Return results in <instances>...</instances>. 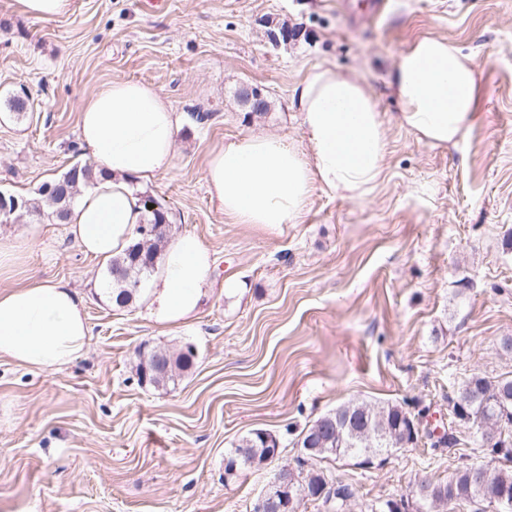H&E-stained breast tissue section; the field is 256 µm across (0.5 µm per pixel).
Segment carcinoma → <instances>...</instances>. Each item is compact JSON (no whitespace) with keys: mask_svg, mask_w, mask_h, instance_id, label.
I'll return each instance as SVG.
<instances>
[{"mask_svg":"<svg viewBox=\"0 0 512 512\" xmlns=\"http://www.w3.org/2000/svg\"><path fill=\"white\" fill-rule=\"evenodd\" d=\"M95 179V169L87 164H75L57 178L55 184L64 183L70 189V195L76 196L80 189ZM42 205L48 217L61 221L60 210L65 202L60 197L38 190ZM150 225H163L157 233L140 234L120 255L114 257L105 270L106 290L116 293L115 306L125 308L133 303L140 291L130 287L124 277L114 273L142 265L162 254L168 227L167 212L164 208L149 213ZM170 353L166 348L156 347L148 353L147 372L139 374V379L147 381L156 389H167L176 385L177 377L167 375L154 366V358ZM455 419L462 421L473 430L474 438L480 443L488 461L484 464H463L445 481H433L429 478L415 482L416 512H430L434 501L447 503L482 502L492 504L497 512H512V433L492 439L485 435L481 426L490 421L508 420L512 423V376L489 378L482 374H473L465 379L454 396L449 398ZM408 411L402 406L368 401H352L336 407L335 410L317 418L299 434L298 442L303 444L313 438L315 444L324 448L318 460L305 468L298 462L297 471L310 476L309 485H319L327 473L317 466V461L350 456L370 457L383 451L402 447ZM368 427L373 435L369 440L360 436V431ZM268 457L266 442L261 430L256 429L242 437L234 449L229 452L228 466H236V471L258 469Z\"/></svg>","mask_w":512,"mask_h":512,"instance_id":"cac0c4a2","label":"carcinoma"}]
</instances>
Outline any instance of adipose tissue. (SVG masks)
Returning <instances> with one entry per match:
<instances>
[{
  "label": "adipose tissue",
  "mask_w": 512,
  "mask_h": 512,
  "mask_svg": "<svg viewBox=\"0 0 512 512\" xmlns=\"http://www.w3.org/2000/svg\"><path fill=\"white\" fill-rule=\"evenodd\" d=\"M401 105L396 121L434 146L455 144L478 118L474 63L448 40L424 37L403 51L389 75ZM307 149L287 137L251 133L213 149L204 168L211 202L238 224L274 229L298 224L314 187L350 201L377 189L387 152L384 122L367 85L352 73L317 66L293 89ZM181 117L152 86L115 81L84 100L79 137L98 180L75 199L67 231L82 250L106 262L136 238L148 217L137 184L169 172ZM214 257L196 235L164 250L148 313L176 324L199 308ZM78 292L63 280H34L0 291V359L53 371L91 345Z\"/></svg>",
  "instance_id": "adipose-tissue-1"
}]
</instances>
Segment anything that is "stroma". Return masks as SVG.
Instances as JSON below:
<instances>
[{
    "instance_id": "35a3bbf8",
    "label": "stroma",
    "mask_w": 512,
    "mask_h": 512,
    "mask_svg": "<svg viewBox=\"0 0 512 512\" xmlns=\"http://www.w3.org/2000/svg\"><path fill=\"white\" fill-rule=\"evenodd\" d=\"M342 0H73L40 19L0 0V191L33 199L39 186L91 162L78 136L83 100L113 81L152 86L182 125L170 172L143 185L168 213L169 234L197 235L216 256L212 285L192 318L150 319L146 298L112 307L104 264L66 225L44 234L0 290L63 280L83 299L90 348L60 371L0 360V512H253L266 484L294 465L297 436L352 400L423 413L416 444L364 463L327 460L352 485L343 512L410 497L415 477L446 480L484 461L448 405L462 380L512 375V0H384L352 24ZM299 28L276 48L269 23ZM473 56L478 121L454 147H435L393 119L386 83L422 37ZM365 81L384 113L383 179L362 201L314 189L299 224H237L211 202L209 151L252 132L305 140L291 107L311 66ZM269 103L252 114L240 97ZM22 102V110L11 107ZM209 113L206 123L193 115ZM238 289L226 291V281ZM194 344L174 388L139 382L137 354ZM255 429L275 434L277 459L226 480L224 460ZM456 441L431 448V435Z\"/></svg>"
}]
</instances>
